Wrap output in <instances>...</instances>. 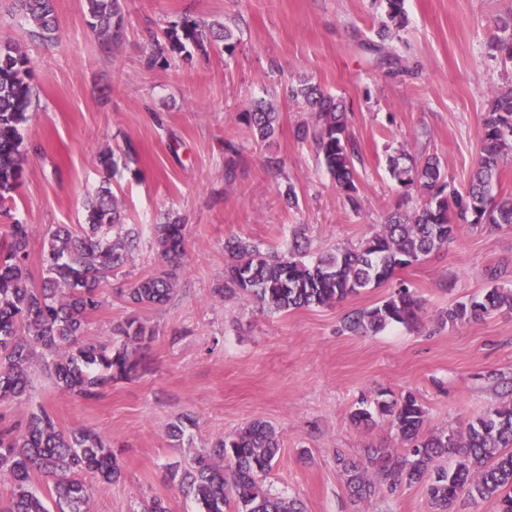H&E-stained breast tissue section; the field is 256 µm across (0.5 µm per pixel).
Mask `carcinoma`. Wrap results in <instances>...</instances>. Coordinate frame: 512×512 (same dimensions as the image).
Wrapping results in <instances>:
<instances>
[{
    "label": "carcinoma",
    "mask_w": 512,
    "mask_h": 512,
    "mask_svg": "<svg viewBox=\"0 0 512 512\" xmlns=\"http://www.w3.org/2000/svg\"><path fill=\"white\" fill-rule=\"evenodd\" d=\"M386 21L378 36L386 40L390 24L404 18V0H385ZM34 33L49 38L56 29L52 0H22ZM89 25L97 40L112 44L122 30L118 0H87ZM167 50L182 53L206 41L224 42V53L236 45L226 27L204 20L172 22L165 30ZM316 116L314 138L323 163L353 209L359 208L354 158L358 148L347 135L345 105L305 81L291 89ZM32 68L27 56L0 45V204L13 199L21 184L24 153L22 130L32 104ZM240 120L253 138L274 137L278 112L264 100L252 101ZM512 154V88L498 92L483 120L482 151L464 191L448 189V176L438 157L423 161L389 159L393 178L405 189H417L419 206L390 215L381 230L358 244L340 246L308 258L304 233L297 231L288 252L262 251L239 237L224 242V287L221 293L251 298L271 311L341 302L372 284L395 280L396 273L423 261L453 240L457 223L478 228L512 227V197H497L504 160ZM185 225L179 220L154 226V243L162 268L126 289L127 299L138 306H160L174 291L173 270L183 264ZM8 241L0 252V400L24 402L28 398L33 355L41 349L50 359L55 384L83 400L93 401L117 380H129L140 370L136 345L153 335L144 323L131 319L121 327V345L82 341L87 317L101 306L99 285L112 270L125 264L136 249L138 233L123 227L110 182L99 186L88 207L87 222L75 229L59 224L48 233L42 262L47 277L35 285L28 269L32 228L7 225ZM507 306L512 289L497 285L456 303L442 315L457 325L478 320ZM422 306L403 280L381 304L346 314L341 330L373 335L397 323L418 320ZM388 417L410 448L394 455L375 448L368 463L338 459L346 486L358 500L371 497L376 484L393 490L401 482L428 480L427 492L434 512H448L460 497L494 499L498 512H512V403L501 404L468 424L466 432L426 434V409L410 393L390 400L380 394L368 407L351 415L361 425ZM195 426L184 416L170 424L168 436L183 440ZM280 452L273 425L254 420L227 434L192 458L189 467L173 471L171 478L197 512H305L297 498H284L264 488L263 477ZM441 458L448 467L434 468ZM41 475L52 483L54 509L43 501L33 479ZM121 476L112 447L98 433L79 429L65 433L45 410L33 413L23 427L0 429V482L9 484L0 496V512H90V477L110 483Z\"/></svg>",
    "instance_id": "obj_1"
}]
</instances>
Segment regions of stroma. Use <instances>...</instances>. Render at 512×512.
Segmentation results:
<instances>
[{
    "label": "stroma",
    "mask_w": 512,
    "mask_h": 512,
    "mask_svg": "<svg viewBox=\"0 0 512 512\" xmlns=\"http://www.w3.org/2000/svg\"><path fill=\"white\" fill-rule=\"evenodd\" d=\"M122 36L101 46L86 0H54L52 40L32 33L21 0H0V41L31 60L36 95L23 132L27 156L11 215L32 225L28 267L42 282L43 244L58 224L84 223L86 205L110 180L125 224L139 234L133 258L99 287L102 305L84 329L88 342H120L135 318L153 331L138 374L94 402L58 390L37 366L25 403L0 401V428L47 409L61 431L89 428L112 443L121 477L92 486L91 512H141L153 498L169 512H195L173 468L253 420L271 423L281 448L264 486L301 499L306 512H433L425 483L379 485L350 497L339 459L369 449L403 452L389 420L355 424L360 401L380 392L413 394L428 413L426 432L465 430L512 401V309L476 321L440 324L439 314L494 284L512 287V228L460 225L454 239L401 270L423 304L420 321L375 335L340 333L352 310L381 303L389 286L368 287L332 306L271 312L225 296L224 242L241 237L283 253L303 230L311 255L357 244L391 214L416 206V192L390 175L389 157L437 156L456 188L466 186L481 147L491 99L512 87V65L490 48L512 24V0H405V18L379 41L384 0H119ZM222 23L233 55L208 44L149 63L169 22ZM309 81L342 97L360 210H353L298 128L315 117L289 95ZM255 98L276 106L272 145L254 142L239 120ZM135 151L128 161L127 151ZM111 153L104 172L98 158ZM281 168L267 167L268 156ZM298 204L288 207L287 188ZM185 226V263L171 300L129 304L122 291L160 263L154 227ZM196 425L176 442L167 427Z\"/></svg>",
    "instance_id": "1"
}]
</instances>
